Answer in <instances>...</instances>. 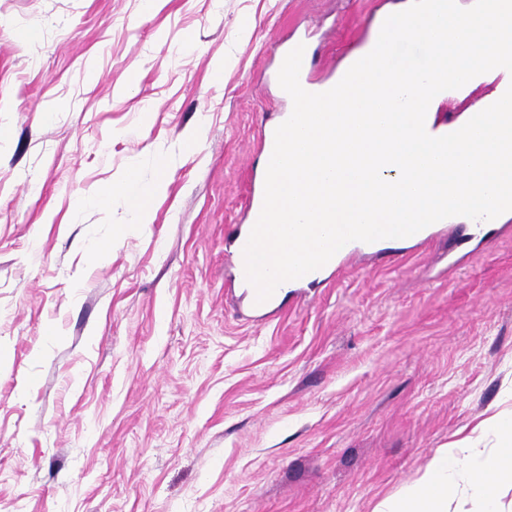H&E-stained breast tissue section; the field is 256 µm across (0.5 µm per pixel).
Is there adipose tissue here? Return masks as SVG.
Here are the masks:
<instances>
[{
    "label": "adipose tissue",
    "instance_id": "1",
    "mask_svg": "<svg viewBox=\"0 0 512 512\" xmlns=\"http://www.w3.org/2000/svg\"><path fill=\"white\" fill-rule=\"evenodd\" d=\"M114 192L129 202L133 223H148L146 200L151 191L135 173H127L114 189L97 194L95 205L106 206ZM476 430L495 436L493 453L473 456L465 439L437 449L421 477L379 503L375 512H464L459 505L463 499L476 501L478 512H504V491L512 488V407L483 419Z\"/></svg>",
    "mask_w": 512,
    "mask_h": 512
}]
</instances>
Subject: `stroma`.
Returning <instances> with one entry per match:
<instances>
[{
  "label": "stroma",
  "instance_id": "obj_1",
  "mask_svg": "<svg viewBox=\"0 0 512 512\" xmlns=\"http://www.w3.org/2000/svg\"><path fill=\"white\" fill-rule=\"evenodd\" d=\"M389 2L0 0V512H374L495 412L512 221L263 319L226 252L292 108L276 45L329 81ZM132 169L147 224L91 203Z\"/></svg>",
  "mask_w": 512,
  "mask_h": 512
}]
</instances>
